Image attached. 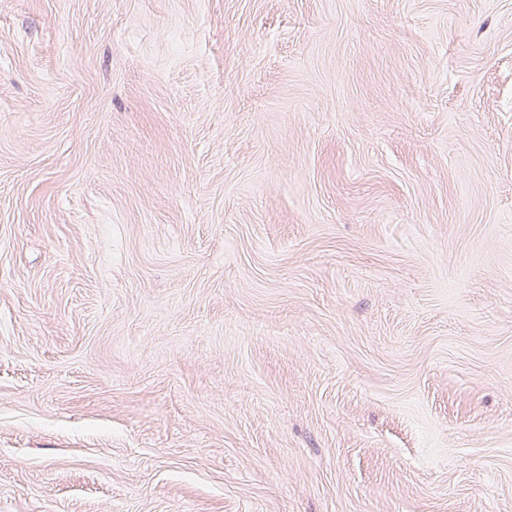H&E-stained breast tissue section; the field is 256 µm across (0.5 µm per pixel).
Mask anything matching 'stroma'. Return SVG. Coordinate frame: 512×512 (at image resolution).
Instances as JSON below:
<instances>
[{
	"label": "stroma",
	"mask_w": 512,
	"mask_h": 512,
	"mask_svg": "<svg viewBox=\"0 0 512 512\" xmlns=\"http://www.w3.org/2000/svg\"><path fill=\"white\" fill-rule=\"evenodd\" d=\"M0 512H512V0H0Z\"/></svg>",
	"instance_id": "obj_1"
}]
</instances>
